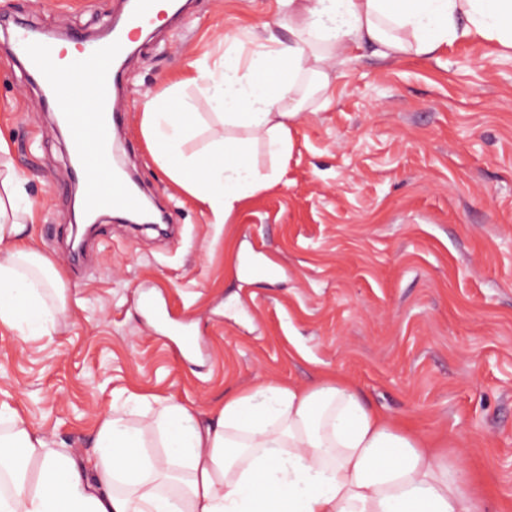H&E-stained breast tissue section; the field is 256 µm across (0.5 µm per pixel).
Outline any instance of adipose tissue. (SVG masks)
<instances>
[{"mask_svg": "<svg viewBox=\"0 0 512 512\" xmlns=\"http://www.w3.org/2000/svg\"><path fill=\"white\" fill-rule=\"evenodd\" d=\"M288 40H230L218 62L188 64L233 139L186 153L198 114L184 98H149L141 130L169 178L226 223L275 172L253 143L285 159L302 104L297 81L327 97L332 63L371 45L377 56H431L459 40L512 49V0H282ZM0 138V326L47 336L68 312L61 270L32 248L24 178ZM132 393L101 419L81 456L0 405V512H487L444 444L368 407L344 378L308 387L256 384L207 421L184 403ZM142 413L139 422L131 410Z\"/></svg>", "mask_w": 512, "mask_h": 512, "instance_id": "obj_1", "label": "adipose tissue"}]
</instances>
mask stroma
<instances>
[{"label":"stroma","instance_id":"obj_1","mask_svg":"<svg viewBox=\"0 0 512 512\" xmlns=\"http://www.w3.org/2000/svg\"><path fill=\"white\" fill-rule=\"evenodd\" d=\"M119 8L0 0V136L70 310L49 336L0 328V403L83 453L132 392L175 398L204 421L245 386H307L331 371L389 419L447 439L489 512H512V52L482 40L434 57L354 51L328 104L300 113L277 183L218 228L154 160L139 99L168 93L190 60H219L225 39L288 31L278 0H189L179 22L139 36L114 137L180 233L106 214L80 265L67 135L7 45L17 20L91 36ZM248 254L279 277L239 275ZM146 292L191 320L202 357L182 359L156 331Z\"/></svg>","mask_w":512,"mask_h":512}]
</instances>
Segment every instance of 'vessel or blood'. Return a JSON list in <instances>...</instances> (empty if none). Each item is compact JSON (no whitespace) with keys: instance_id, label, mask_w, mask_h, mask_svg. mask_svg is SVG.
Instances as JSON below:
<instances>
[{"instance_id":"b4317fda","label":"vessel or blood","mask_w":512,"mask_h":512,"mask_svg":"<svg viewBox=\"0 0 512 512\" xmlns=\"http://www.w3.org/2000/svg\"><path fill=\"white\" fill-rule=\"evenodd\" d=\"M15 49L36 80L58 78L64 96L54 103L67 128L71 155L83 181V204L92 214L114 210H134L138 198L112 163V129L119 125L125 107L116 89L120 74L114 59L127 49L125 33L114 26L108 43H81L75 53L62 57L54 41L33 27H19ZM91 103L92 111H70L68 100Z\"/></svg>"}]
</instances>
